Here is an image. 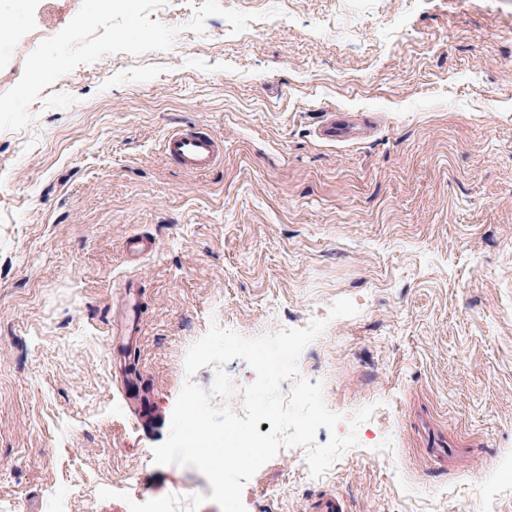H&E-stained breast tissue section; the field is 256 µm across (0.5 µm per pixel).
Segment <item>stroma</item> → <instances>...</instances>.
Segmentation results:
<instances>
[{
	"instance_id": "obj_1",
	"label": "stroma",
	"mask_w": 512,
	"mask_h": 512,
	"mask_svg": "<svg viewBox=\"0 0 512 512\" xmlns=\"http://www.w3.org/2000/svg\"><path fill=\"white\" fill-rule=\"evenodd\" d=\"M0 25V512H215L200 471L153 461L186 381L216 377L187 375L190 347L315 320L301 375L340 417L317 441L357 443L318 478L305 449L272 458L246 512H512V0H0ZM330 111L376 131L321 140ZM185 125L223 138L220 165L167 158ZM136 234L157 250L132 259ZM129 276L143 409L111 368ZM341 297L357 314L329 318ZM424 416L466 448L453 466Z\"/></svg>"
}]
</instances>
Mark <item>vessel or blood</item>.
<instances>
[{"label":"vessel or blood","mask_w":512,"mask_h":512,"mask_svg":"<svg viewBox=\"0 0 512 512\" xmlns=\"http://www.w3.org/2000/svg\"><path fill=\"white\" fill-rule=\"evenodd\" d=\"M371 128L356 116L345 113H328L318 128L319 137L327 142H345L366 138ZM164 153L182 169L203 173L215 167L224 156L223 140L213 134L190 128L169 130L163 141ZM127 319L118 336L113 340L116 353L132 351L139 334L138 304L133 290H126Z\"/></svg>","instance_id":"obj_1"}]
</instances>
